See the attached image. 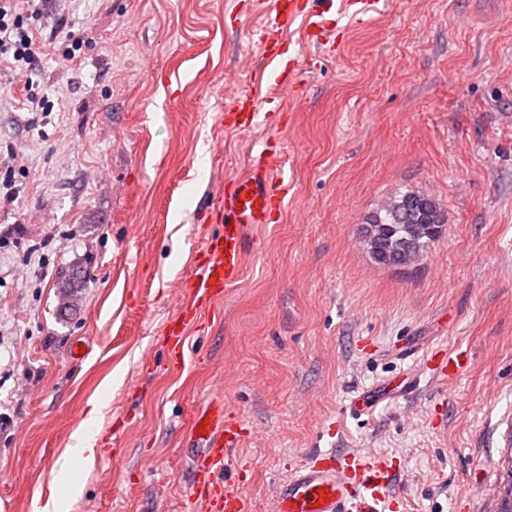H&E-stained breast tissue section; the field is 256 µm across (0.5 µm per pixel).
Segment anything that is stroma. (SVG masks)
<instances>
[{
  "mask_svg": "<svg viewBox=\"0 0 512 512\" xmlns=\"http://www.w3.org/2000/svg\"><path fill=\"white\" fill-rule=\"evenodd\" d=\"M44 53L0 76V512H206L192 494L191 417L223 398L253 512L317 451L387 458L396 512H494L512 451V0H379L339 15L332 52L294 40L283 107L224 124L265 63L264 0H40ZM83 39L57 59L59 15ZM51 106L30 111L26 85ZM290 184L255 225L241 278L168 332L211 198L269 135ZM437 199L448 222L410 267L375 262L360 230L389 197ZM85 272L59 313L69 270ZM91 345L72 361L74 342ZM467 350L438 380L412 351ZM410 393L370 413L352 397ZM104 397L93 467L56 463Z\"/></svg>",
  "mask_w": 512,
  "mask_h": 512,
  "instance_id": "obj_1",
  "label": "stroma"
}]
</instances>
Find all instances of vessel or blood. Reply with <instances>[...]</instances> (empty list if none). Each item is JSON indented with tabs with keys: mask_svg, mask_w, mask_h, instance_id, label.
<instances>
[{
	"mask_svg": "<svg viewBox=\"0 0 512 512\" xmlns=\"http://www.w3.org/2000/svg\"><path fill=\"white\" fill-rule=\"evenodd\" d=\"M271 20L256 33L263 57L276 60L287 53L292 27H299L307 43L324 48L336 39L329 17L336 14L335 0H270ZM272 93L244 94L237 101L233 128L251 129L259 116V104H278ZM281 149L265 147L246 172L225 184L214 196L212 209L222 229L209 237L196 273L183 284V324L196 322L223 299L224 291L242 275L248 230L270 223L288 195L289 185L280 174ZM423 367L445 380L464 374L469 367L465 352L431 350L422 353ZM197 452L191 458L193 494L208 512H250L251 503L242 487L227 486L221 478L231 462L230 452L240 447L244 427L225 417L224 405L214 402L198 411L190 426ZM394 471L382 457L370 459L354 453L319 451L291 470L277 487L273 512H391Z\"/></svg>",
	"mask_w": 512,
	"mask_h": 512,
	"instance_id": "obj_1",
	"label": "vessel or blood"
}]
</instances>
